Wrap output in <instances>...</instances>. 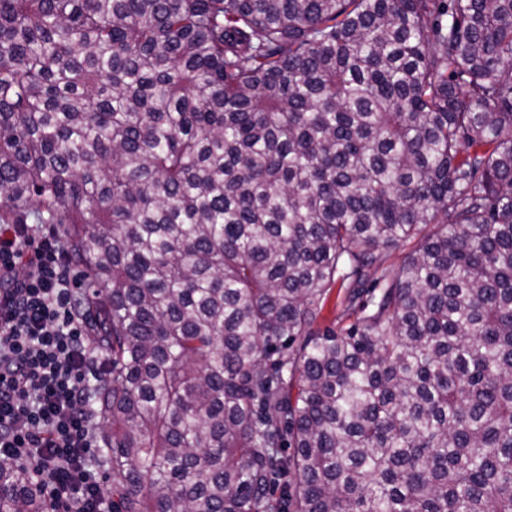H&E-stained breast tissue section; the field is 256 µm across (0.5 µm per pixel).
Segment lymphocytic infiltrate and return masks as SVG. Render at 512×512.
<instances>
[{
	"label": "lymphocytic infiltrate",
	"mask_w": 512,
	"mask_h": 512,
	"mask_svg": "<svg viewBox=\"0 0 512 512\" xmlns=\"http://www.w3.org/2000/svg\"><path fill=\"white\" fill-rule=\"evenodd\" d=\"M78 281L59 225H0V459L42 489L47 512H112L90 397L110 360Z\"/></svg>",
	"instance_id": "obj_1"
}]
</instances>
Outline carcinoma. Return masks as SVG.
Returning a JSON list of instances; mask_svg holds the SVG:
<instances>
[{
	"label": "carcinoma",
	"mask_w": 512,
	"mask_h": 512,
	"mask_svg": "<svg viewBox=\"0 0 512 512\" xmlns=\"http://www.w3.org/2000/svg\"><path fill=\"white\" fill-rule=\"evenodd\" d=\"M0 224L86 268L112 512H512V0H0ZM339 287L340 286H337L332 290V293L325 305L323 317L319 322V327L321 329L326 327L338 329L340 326L347 325L353 321V318L343 315L340 300L344 290Z\"/></svg>",
	"instance_id": "carcinoma-1"
}]
</instances>
